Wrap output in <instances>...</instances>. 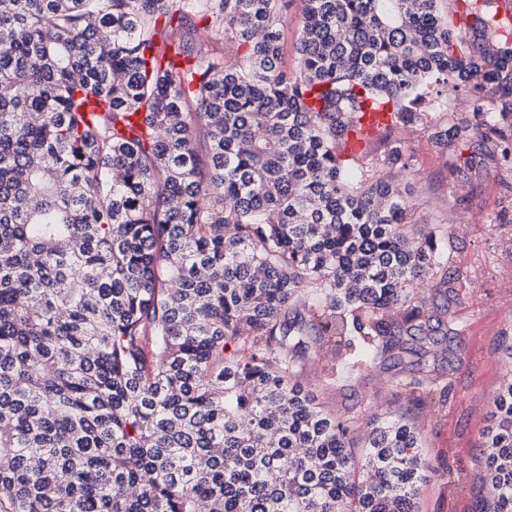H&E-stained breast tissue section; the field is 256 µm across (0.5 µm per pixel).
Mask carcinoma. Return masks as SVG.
<instances>
[{"mask_svg": "<svg viewBox=\"0 0 512 512\" xmlns=\"http://www.w3.org/2000/svg\"><path fill=\"white\" fill-rule=\"evenodd\" d=\"M283 7L0 0V512H416L409 414L342 421L301 376L444 331L415 283L448 238L407 231L396 131L479 142L459 180L512 165V16L303 0L289 71ZM464 95L475 121H441ZM367 100L392 124L348 155ZM493 405L484 512H512V378Z\"/></svg>", "mask_w": 512, "mask_h": 512, "instance_id": "carcinoma-1", "label": "carcinoma"}]
</instances>
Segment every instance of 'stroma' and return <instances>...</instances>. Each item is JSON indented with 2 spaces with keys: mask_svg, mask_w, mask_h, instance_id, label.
Wrapping results in <instances>:
<instances>
[{
  "mask_svg": "<svg viewBox=\"0 0 512 512\" xmlns=\"http://www.w3.org/2000/svg\"><path fill=\"white\" fill-rule=\"evenodd\" d=\"M399 136L416 169L410 220L416 228L439 224L447 231L448 275L456 280L444 310L448 333L429 354L440 379L433 399L413 413L433 470L417 512H480L488 498L483 434L493 398L512 373L504 350V335L512 332V167L493 166L460 181L450 172L452 155L428 131L404 128ZM317 364L309 357L302 381L342 418L408 403L386 368L328 387L316 376Z\"/></svg>",
  "mask_w": 512,
  "mask_h": 512,
  "instance_id": "stroma-1",
  "label": "stroma"
}]
</instances>
